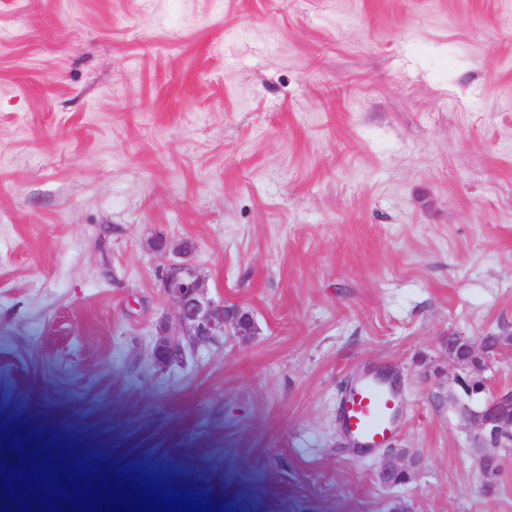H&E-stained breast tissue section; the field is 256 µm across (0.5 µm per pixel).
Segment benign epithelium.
I'll use <instances>...</instances> for the list:
<instances>
[{
  "instance_id": "1",
  "label": "benign epithelium",
  "mask_w": 512,
  "mask_h": 512,
  "mask_svg": "<svg viewBox=\"0 0 512 512\" xmlns=\"http://www.w3.org/2000/svg\"><path fill=\"white\" fill-rule=\"evenodd\" d=\"M189 252L188 243L181 244L178 254L182 260H165L161 272V288L173 299L177 312L174 320L158 326L152 355L160 366L182 361L186 351L219 336H235L245 342L256 335L257 327L249 312L237 303H218L208 296L205 278L185 260ZM508 349L512 350L511 332L487 334L477 342L448 334V354L458 368L456 383L469 398L458 402L456 409L460 419L475 430L479 492L489 501L496 497L499 477L506 461L512 458V385L492 387L486 373ZM406 470V465L386 458L380 476L392 485L399 481L398 472Z\"/></svg>"
}]
</instances>
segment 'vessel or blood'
<instances>
[{"label": "vessel or blood", "mask_w": 512, "mask_h": 512, "mask_svg": "<svg viewBox=\"0 0 512 512\" xmlns=\"http://www.w3.org/2000/svg\"><path fill=\"white\" fill-rule=\"evenodd\" d=\"M400 402L386 379L377 375L360 378L341 396V426L366 449L383 447L397 429Z\"/></svg>", "instance_id": "obj_1"}]
</instances>
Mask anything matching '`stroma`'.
<instances>
[{"instance_id": "1", "label": "stroma", "mask_w": 512, "mask_h": 512, "mask_svg": "<svg viewBox=\"0 0 512 512\" xmlns=\"http://www.w3.org/2000/svg\"><path fill=\"white\" fill-rule=\"evenodd\" d=\"M249 342L152 358L157 243ZM512 329V0H0V426L226 512H512L449 333ZM379 370L392 442L348 447ZM400 394L384 378L373 375L351 383L342 393L340 420L344 432L362 450L383 446L398 426Z\"/></svg>"}]
</instances>
